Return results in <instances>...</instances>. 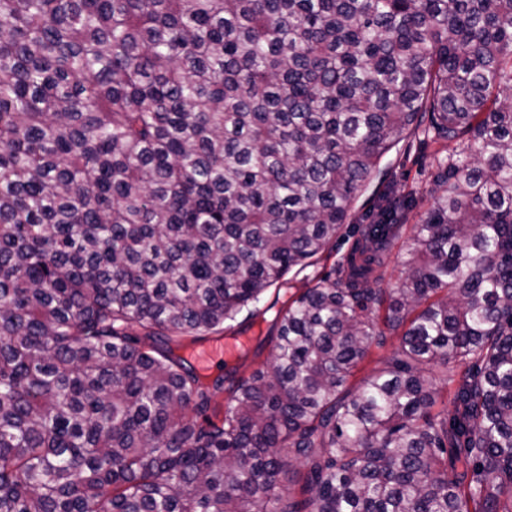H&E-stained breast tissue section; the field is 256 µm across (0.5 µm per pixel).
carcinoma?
I'll list each match as a JSON object with an SVG mask.
<instances>
[{
	"instance_id": "carcinoma-1",
	"label": "carcinoma",
	"mask_w": 512,
	"mask_h": 512,
	"mask_svg": "<svg viewBox=\"0 0 512 512\" xmlns=\"http://www.w3.org/2000/svg\"><path fill=\"white\" fill-rule=\"evenodd\" d=\"M0 512H512V0H0ZM438 145L431 141L414 140L409 149L399 145L388 153L380 163L386 172L387 181H394L398 192L406 194L414 191L416 206L408 213L401 238L394 245L385 274L383 287L395 288L405 278L404 243L411 236L413 224H418L431 208L432 199L428 193L431 188V174L435 172V152ZM401 330L397 332L386 331V343L383 348L372 347V354L368 357L359 367L355 376L351 378L350 384L352 389L357 388L364 377H366L372 370L380 366L379 358L385 355H389L392 349H394L399 343ZM237 347L222 339L216 340L212 344L202 347L195 353V360L200 370L206 371L213 365L224 361L227 357L236 353Z\"/></svg>"
}]
</instances>
